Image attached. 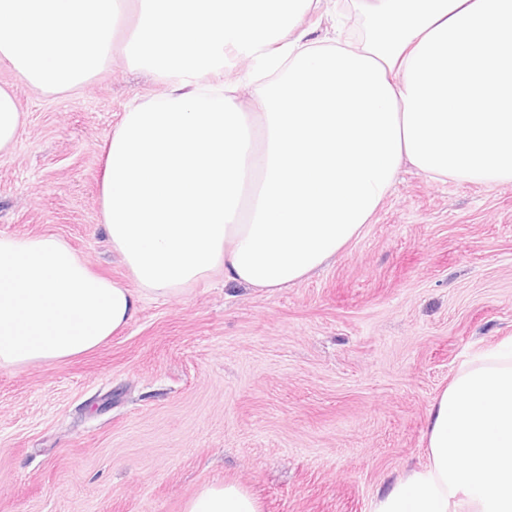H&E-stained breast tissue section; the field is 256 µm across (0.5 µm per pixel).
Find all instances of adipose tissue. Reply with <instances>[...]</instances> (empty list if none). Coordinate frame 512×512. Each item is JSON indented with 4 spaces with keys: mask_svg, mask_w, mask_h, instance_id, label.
I'll use <instances>...</instances> for the list:
<instances>
[{
    "mask_svg": "<svg viewBox=\"0 0 512 512\" xmlns=\"http://www.w3.org/2000/svg\"><path fill=\"white\" fill-rule=\"evenodd\" d=\"M360 8L364 28L343 43L315 35L323 0H0V64L21 82L78 89L117 50L165 87L127 107L105 148L103 224L128 282L57 236H0L1 370L96 349L149 295L217 276L268 292L302 282L359 235L403 164L434 180H512V0ZM229 49L247 72L201 85ZM24 124L0 86V154ZM427 436V465L374 512H512V343L463 364ZM183 512L262 508L224 482Z\"/></svg>",
    "mask_w": 512,
    "mask_h": 512,
    "instance_id": "ef3b65f1",
    "label": "adipose tissue"
}]
</instances>
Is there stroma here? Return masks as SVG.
<instances>
[{
    "mask_svg": "<svg viewBox=\"0 0 512 512\" xmlns=\"http://www.w3.org/2000/svg\"><path fill=\"white\" fill-rule=\"evenodd\" d=\"M0 85L27 114L0 155V235H56L127 281L102 224L104 149L163 85L119 56L64 94L5 66ZM511 338L512 181L404 165L359 236L298 285L150 296L91 352L0 370V512H182L227 480L263 512H373L427 464L435 398Z\"/></svg>",
    "mask_w": 512,
    "mask_h": 512,
    "instance_id": "35a3bbf8",
    "label": "stroma"
}]
</instances>
